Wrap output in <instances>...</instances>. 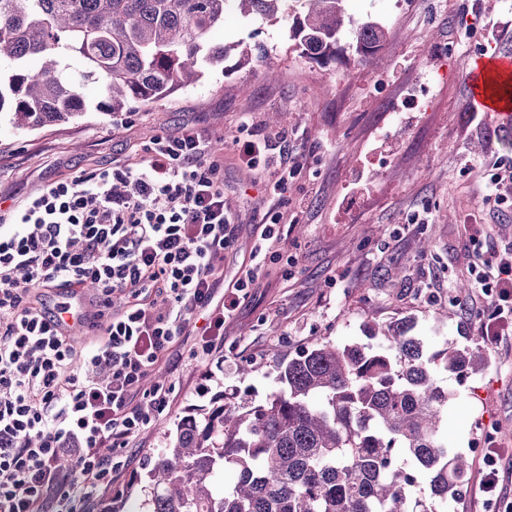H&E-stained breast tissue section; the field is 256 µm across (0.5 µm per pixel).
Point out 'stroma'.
I'll use <instances>...</instances> for the list:
<instances>
[{
  "instance_id": "1",
  "label": "stroma",
  "mask_w": 512,
  "mask_h": 512,
  "mask_svg": "<svg viewBox=\"0 0 512 512\" xmlns=\"http://www.w3.org/2000/svg\"><path fill=\"white\" fill-rule=\"evenodd\" d=\"M353 17L320 66L298 55L289 21L235 17L214 42L258 43L267 56L246 68L234 60L207 67L196 84L111 119L89 111L79 120L33 130L0 120V206L22 205L51 183L72 181L115 163H136L158 134L199 131L231 156L250 135L286 136L301 170L274 194L256 173L224 166V202L238 226L224 252L219 285L249 262L258 226L282 214L281 254L224 328L208 361L191 357L204 324L193 315L186 336L148 373L144 388L170 386L160 418L121 455L112 495L165 448L167 434L191 408L219 396L265 397L275 386V356L293 357L318 341L365 343L372 327L409 316L430 349L444 338L469 346L486 300L469 287L467 222L482 178L512 159V124L472 131L465 75L475 59L512 55V0H347ZM373 20L388 36L372 66L354 55L356 22ZM485 368L465 380L444 375L448 444L470 462L449 512H498L480 490L488 442L498 461L505 503L512 504V339L485 345Z\"/></svg>"
}]
</instances>
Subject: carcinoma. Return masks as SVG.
<instances>
[{
	"label": "carcinoma",
	"mask_w": 512,
	"mask_h": 512,
	"mask_svg": "<svg viewBox=\"0 0 512 512\" xmlns=\"http://www.w3.org/2000/svg\"><path fill=\"white\" fill-rule=\"evenodd\" d=\"M345 0H0V113L19 129L68 123L89 105L111 117L168 97L229 54L241 68L261 45L210 43L226 15H291L289 39L325 64L346 24ZM368 63L387 38L356 26ZM82 63L65 75L67 59ZM407 319L375 345L316 342L275 359L278 385L261 400L224 402L177 421L148 463V484L109 498L98 512H448L467 458L448 446V387L486 364L478 347L447 338L431 351Z\"/></svg>",
	"instance_id": "obj_1"
}]
</instances>
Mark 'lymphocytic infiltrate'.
Instances as JSON below:
<instances>
[{"label": "lymphocytic infiltrate", "instance_id": "obj_1", "mask_svg": "<svg viewBox=\"0 0 512 512\" xmlns=\"http://www.w3.org/2000/svg\"><path fill=\"white\" fill-rule=\"evenodd\" d=\"M280 147L267 137L239 140L234 154L282 190ZM144 152L140 168L97 169L0 210V512H89L125 466L114 449L168 405L166 387L141 393L143 378L198 312L206 324L192 356L213 355L279 237L275 215L243 275L219 289L215 273L236 238L223 160L192 131L155 136ZM481 233L477 225L469 237V269L475 287L494 295L478 323L494 344L512 335V247L484 246ZM87 283L99 292L103 325L99 339L78 347L51 323L38 292ZM116 294L126 299L117 312Z\"/></svg>", "mask_w": 512, "mask_h": 512}]
</instances>
